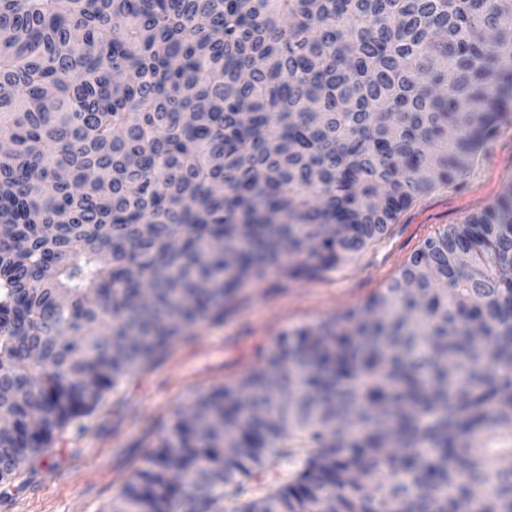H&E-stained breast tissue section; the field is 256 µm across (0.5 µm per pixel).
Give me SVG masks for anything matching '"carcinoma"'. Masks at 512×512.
Returning <instances> with one entry per match:
<instances>
[{
    "label": "carcinoma",
    "instance_id": "cac0c4a2",
    "mask_svg": "<svg viewBox=\"0 0 512 512\" xmlns=\"http://www.w3.org/2000/svg\"><path fill=\"white\" fill-rule=\"evenodd\" d=\"M512 113V0H0V491L181 332L310 279ZM512 186L198 397L110 512H512ZM152 298L141 300V288Z\"/></svg>",
    "mask_w": 512,
    "mask_h": 512
}]
</instances>
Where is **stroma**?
Wrapping results in <instances>:
<instances>
[{
    "instance_id": "1",
    "label": "stroma",
    "mask_w": 512,
    "mask_h": 512,
    "mask_svg": "<svg viewBox=\"0 0 512 512\" xmlns=\"http://www.w3.org/2000/svg\"><path fill=\"white\" fill-rule=\"evenodd\" d=\"M511 184L512 121L466 175L414 200L354 260L313 279L269 273L226 301L223 318L172 340L106 394L86 435H61L23 486L0 496V512H107L198 395L235 385L275 352L284 334L364 306L427 239L480 213Z\"/></svg>"
}]
</instances>
